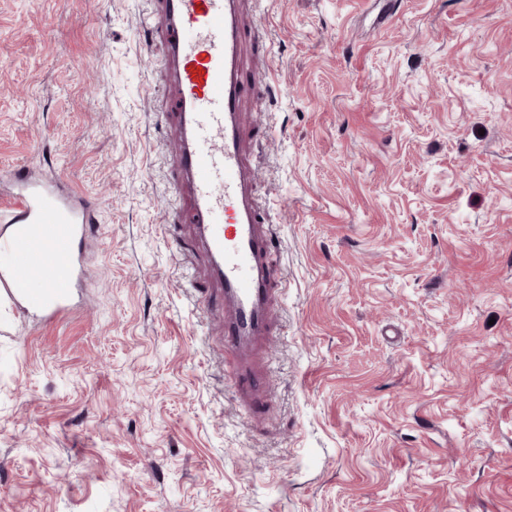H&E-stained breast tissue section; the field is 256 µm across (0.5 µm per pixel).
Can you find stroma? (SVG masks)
<instances>
[{"label":"stroma","mask_w":512,"mask_h":512,"mask_svg":"<svg viewBox=\"0 0 512 512\" xmlns=\"http://www.w3.org/2000/svg\"><path fill=\"white\" fill-rule=\"evenodd\" d=\"M156 2L0 0V171L97 203L74 311L0 287V512H512V0H243L257 417L171 202Z\"/></svg>","instance_id":"stroma-1"}]
</instances>
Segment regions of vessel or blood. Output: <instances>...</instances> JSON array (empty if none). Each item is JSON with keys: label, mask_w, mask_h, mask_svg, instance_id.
<instances>
[{"label": "vessel or blood", "mask_w": 512, "mask_h": 512, "mask_svg": "<svg viewBox=\"0 0 512 512\" xmlns=\"http://www.w3.org/2000/svg\"><path fill=\"white\" fill-rule=\"evenodd\" d=\"M241 2L160 0L149 25L163 37L173 87L174 190L190 192L185 220L194 224L211 275L223 286L218 310L226 346L238 358L236 392L258 415L268 376L258 346L272 332L277 282L266 264L272 235L254 192L256 172L241 148V106L266 88L248 76L239 57L253 34L240 19ZM1 185L10 191L15 261L0 271V283L22 296L29 281L41 278L39 310L55 319L72 307L73 274L83 263L79 245L94 221L95 203L56 174L4 172Z\"/></svg>", "instance_id": "vessel-or-blood-1"}]
</instances>
